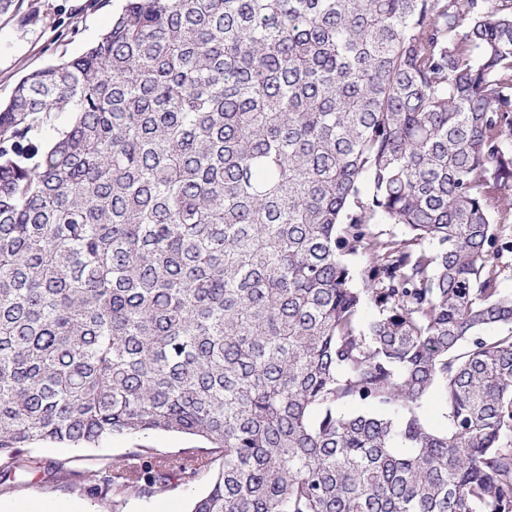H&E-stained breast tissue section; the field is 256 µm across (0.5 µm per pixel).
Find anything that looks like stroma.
I'll list each match as a JSON object with an SVG mask.
<instances>
[{"mask_svg": "<svg viewBox=\"0 0 512 512\" xmlns=\"http://www.w3.org/2000/svg\"><path fill=\"white\" fill-rule=\"evenodd\" d=\"M0 12V103H6L27 74L60 58L81 55L107 28L123 0H14ZM204 440L186 434L150 432L115 436L92 449L42 444L30 451L33 467L17 474L14 483L0 487V504L9 506L37 499L66 503L70 512H97L87 492L95 471L143 446L162 451L204 447ZM208 487L205 478L178 481L173 488L134 500L122 512H189Z\"/></svg>", "mask_w": 512, "mask_h": 512, "instance_id": "stroma-1", "label": "stroma"}]
</instances>
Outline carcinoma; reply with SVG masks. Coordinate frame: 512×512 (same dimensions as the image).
Returning a JSON list of instances; mask_svg holds the SVG:
<instances>
[{
  "label": "carcinoma",
  "mask_w": 512,
  "mask_h": 512,
  "mask_svg": "<svg viewBox=\"0 0 512 512\" xmlns=\"http://www.w3.org/2000/svg\"><path fill=\"white\" fill-rule=\"evenodd\" d=\"M507 253L512 0H125L0 105V483L156 431L104 512H512ZM175 486L159 492L150 498L132 500L126 506L119 507L123 512H187L193 501L204 494L208 484L204 477L196 480L175 481Z\"/></svg>",
  "instance_id": "obj_1"
}]
</instances>
